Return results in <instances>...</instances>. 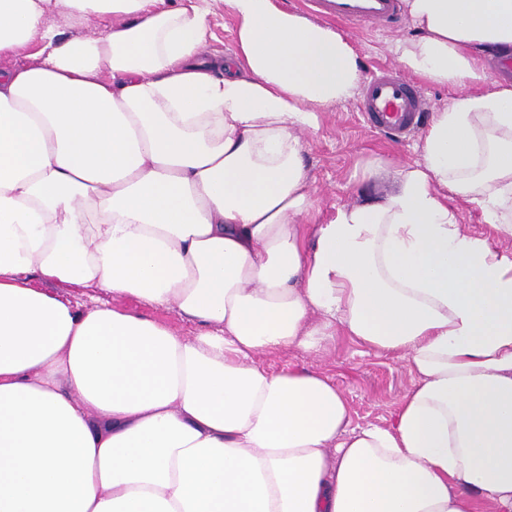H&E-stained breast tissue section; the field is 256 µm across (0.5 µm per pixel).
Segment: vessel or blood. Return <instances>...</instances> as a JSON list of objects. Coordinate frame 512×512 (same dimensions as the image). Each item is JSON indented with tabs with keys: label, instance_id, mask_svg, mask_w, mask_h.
Masks as SVG:
<instances>
[{
	"label": "vessel or blood",
	"instance_id": "b4317fda",
	"mask_svg": "<svg viewBox=\"0 0 512 512\" xmlns=\"http://www.w3.org/2000/svg\"><path fill=\"white\" fill-rule=\"evenodd\" d=\"M314 13L336 21L392 26L399 14V0H308ZM421 89L395 71L381 69L362 84L359 110L366 122L391 139L418 127L424 111Z\"/></svg>",
	"mask_w": 512,
	"mask_h": 512
}]
</instances>
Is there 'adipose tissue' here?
<instances>
[{
  "label": "adipose tissue",
  "instance_id": "1",
  "mask_svg": "<svg viewBox=\"0 0 512 512\" xmlns=\"http://www.w3.org/2000/svg\"><path fill=\"white\" fill-rule=\"evenodd\" d=\"M403 2L398 63L458 95L392 195L318 221L302 135L361 76L332 26L224 0L211 60L209 0H0V58H35L0 68V512H512V83L483 66L512 0ZM340 333L406 361L388 426L258 362ZM212 14L210 26L212 38L209 41V56L211 58H223L233 54L234 43V19L229 10L224 6V0H211ZM453 206L457 211L459 224H463L472 233L480 234L486 231L485 223L478 207L461 200H453ZM33 283L38 288H44L45 290L56 294L61 299L70 301L73 305L82 307L91 304L93 299L98 297L110 298V296L104 295L98 288L41 282L38 279H33ZM112 306L130 310L170 324L182 336H196L200 327L193 321L182 318L176 311L156 308L131 297H112Z\"/></svg>",
  "mask_w": 512,
  "mask_h": 512
}]
</instances>
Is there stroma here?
Here are the masks:
<instances>
[{"label": "stroma", "instance_id": "obj_1", "mask_svg": "<svg viewBox=\"0 0 512 512\" xmlns=\"http://www.w3.org/2000/svg\"><path fill=\"white\" fill-rule=\"evenodd\" d=\"M210 57L219 59L235 50L234 19L223 0H212ZM339 31L356 46L362 75L381 66H396L391 46L397 39L411 36L413 28L406 14L387 31L369 25L339 24ZM423 131L393 142L364 123L356 99H348L321 113L320 125L306 134L305 164L315 191L321 218H328L337 206L359 203L389 192L393 170L421 159ZM382 157L390 162L387 174L364 176L370 160ZM274 371L304 367L327 374L346 395L353 424L387 425L394 416L400 396L411 388L413 378L407 364L389 352H377L348 336H337L334 343L315 355L291 349L273 350L259 358Z\"/></svg>", "mask_w": 512, "mask_h": 512}]
</instances>
